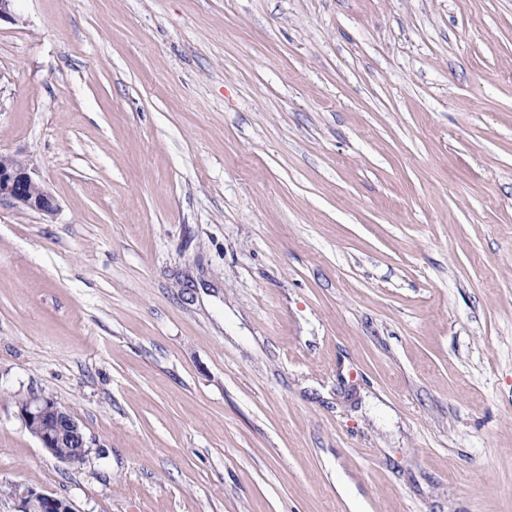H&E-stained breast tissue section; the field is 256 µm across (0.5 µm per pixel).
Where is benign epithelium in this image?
Here are the masks:
<instances>
[{"label":"benign epithelium","instance_id":"benign-epithelium-1","mask_svg":"<svg viewBox=\"0 0 512 512\" xmlns=\"http://www.w3.org/2000/svg\"><path fill=\"white\" fill-rule=\"evenodd\" d=\"M0 199L43 216H51L57 210L53 196L34 179L24 161L0 164ZM19 416L27 431L55 458L75 466L87 457L89 441L78 419L65 405L34 395L19 406ZM59 448L66 452L58 453ZM11 497L18 503L17 512H74L68 501L20 485L11 488Z\"/></svg>","mask_w":512,"mask_h":512}]
</instances>
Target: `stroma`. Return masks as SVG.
I'll return each instance as SVG.
<instances>
[{"label":"stroma","instance_id":"35a3bbf8","mask_svg":"<svg viewBox=\"0 0 512 512\" xmlns=\"http://www.w3.org/2000/svg\"><path fill=\"white\" fill-rule=\"evenodd\" d=\"M13 4L0 512H512V0ZM0 199L10 200L23 210L34 211L43 216H51L57 210L55 199L34 179L24 160L18 163H2ZM19 416L27 431L55 458L75 466L87 457L89 441L78 419L65 405L34 395L19 406ZM57 448L67 451L59 454ZM18 503L17 512H75L67 500L14 485L5 490Z\"/></svg>","mask_w":512,"mask_h":512}]
</instances>
